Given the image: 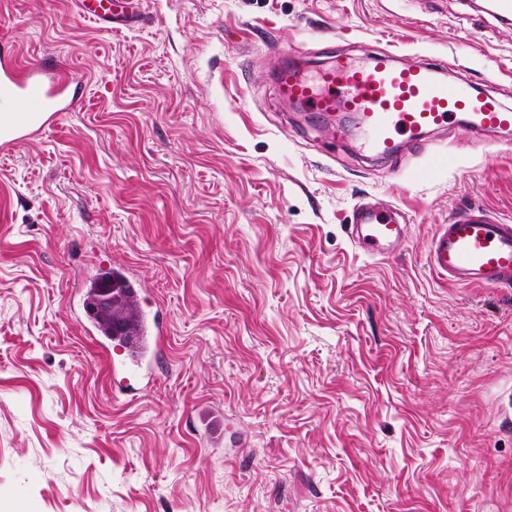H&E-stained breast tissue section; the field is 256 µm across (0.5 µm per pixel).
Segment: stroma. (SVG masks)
I'll return each mask as SVG.
<instances>
[{"label":"stroma","instance_id":"35a3bbf8","mask_svg":"<svg viewBox=\"0 0 512 512\" xmlns=\"http://www.w3.org/2000/svg\"><path fill=\"white\" fill-rule=\"evenodd\" d=\"M0 0V45L79 102L0 152V512H512V290L427 263L440 225L512 224V133L396 161L286 104L287 59L421 56L512 108L486 0ZM453 169L411 182L433 155ZM400 211L364 255L355 207ZM139 278L168 339L127 386L85 335L89 278ZM128 0H80V8L86 17L96 23L112 22L116 29L129 28L138 22V15L125 16L119 18V12L122 14H133V10H128L131 2Z\"/></svg>","mask_w":512,"mask_h":512}]
</instances>
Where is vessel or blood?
Wrapping results in <instances>:
<instances>
[{"instance_id":"1","label":"vessel or blood","mask_w":512,"mask_h":512,"mask_svg":"<svg viewBox=\"0 0 512 512\" xmlns=\"http://www.w3.org/2000/svg\"><path fill=\"white\" fill-rule=\"evenodd\" d=\"M86 17L114 28H129L126 0H79ZM282 96L319 112L348 110L364 126L363 147L374 159H394L417 146L423 135L443 125L463 122L489 133L512 130V110L468 83L451 81L439 67L412 57L394 63L390 54L372 56L366 66L338 60L317 80L299 75L296 64L276 77ZM77 99L66 71L50 65L21 66L12 52L0 53V116L16 108L55 118L73 111ZM357 245L371 255L387 254L404 240L405 227L368 203L356 207ZM430 268L458 286L512 288V224L493 223L481 215L458 217L442 225L428 251ZM167 330L155 312L140 311L136 335L126 337L125 354L113 369L139 376L160 351Z\"/></svg>"}]
</instances>
